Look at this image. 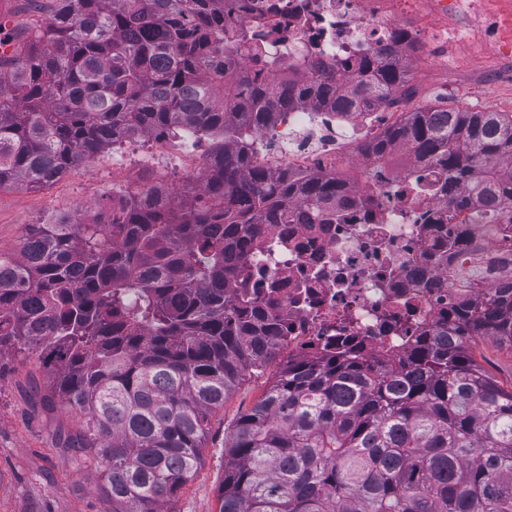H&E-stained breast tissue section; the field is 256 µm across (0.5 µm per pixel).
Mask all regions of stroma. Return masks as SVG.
Segmentation results:
<instances>
[{
  "instance_id": "stroma-1",
  "label": "stroma",
  "mask_w": 512,
  "mask_h": 512,
  "mask_svg": "<svg viewBox=\"0 0 512 512\" xmlns=\"http://www.w3.org/2000/svg\"><path fill=\"white\" fill-rule=\"evenodd\" d=\"M430 21L416 13L401 23L415 45L408 65L409 93L400 101L402 111L446 104L512 113V65L477 32L450 42L447 61L431 59L429 46L421 39ZM155 176V170L146 166L113 171L112 151L107 148L46 189L18 186L0 191V254L16 255L29 225L56 215L94 214L111 205L113 191L142 186ZM471 351L501 387H512V350L477 339ZM287 359V354H280L263 372L247 376L229 393L223 408L213 413L202 464L166 505V512H218L224 439ZM45 383L35 358L17 351L0 358V512H112V503L101 489L100 470L62 445L67 432L78 430L80 416L61 402L43 401L39 392Z\"/></svg>"
}]
</instances>
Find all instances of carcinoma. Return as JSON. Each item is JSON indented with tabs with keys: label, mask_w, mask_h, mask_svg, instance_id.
<instances>
[{
	"label": "carcinoma",
	"mask_w": 512,
	"mask_h": 512,
	"mask_svg": "<svg viewBox=\"0 0 512 512\" xmlns=\"http://www.w3.org/2000/svg\"><path fill=\"white\" fill-rule=\"evenodd\" d=\"M50 2L26 30L0 28V190L44 189L126 139L215 141L181 199L160 183L31 224L0 256V350L34 356L81 416L71 445L102 468L112 512H161L194 477L214 411L283 348L286 327L250 291L254 226L330 224L347 191L253 164L254 136L308 102L392 107L409 70L391 44L303 80L308 61L265 54L224 0ZM396 147L483 198L487 219L512 203L511 113L426 106L364 151ZM476 336L512 348V280L402 358L287 361L225 440L218 512H512V391L473 359Z\"/></svg>",
	"instance_id": "carcinoma-1"
}]
</instances>
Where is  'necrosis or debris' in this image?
<instances>
[{"instance_id":"necrosis-or-debris-1","label":"necrosis or debris","mask_w":512,"mask_h":512,"mask_svg":"<svg viewBox=\"0 0 512 512\" xmlns=\"http://www.w3.org/2000/svg\"><path fill=\"white\" fill-rule=\"evenodd\" d=\"M442 14L446 0H253V13H237L265 51L352 67L390 42L400 21L421 3ZM275 13V27L257 25L256 13ZM380 119L340 115L312 104L285 114L262 140L269 152L255 163L276 171L343 175L349 187L332 224H260L252 285L288 326L290 356L313 357L356 347L366 357L405 355L423 332L445 329L459 305L480 299L497 279L512 276L501 248L512 234V206L497 223L478 217L479 203L457 223L446 221L445 174L394 149L383 159L366 155L363 141L343 126L374 133ZM178 149L169 138L123 143L112 152L116 168H166ZM477 270L459 282L454 271Z\"/></svg>"}]
</instances>
